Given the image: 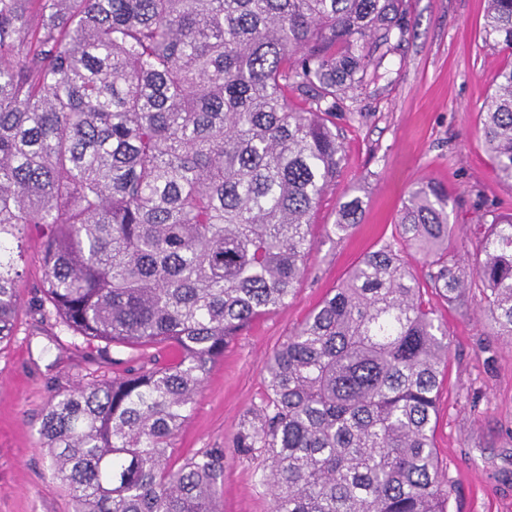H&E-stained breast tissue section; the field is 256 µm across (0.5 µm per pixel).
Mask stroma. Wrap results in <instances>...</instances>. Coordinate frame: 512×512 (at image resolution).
<instances>
[{"label":"stroma","mask_w":512,"mask_h":512,"mask_svg":"<svg viewBox=\"0 0 512 512\" xmlns=\"http://www.w3.org/2000/svg\"><path fill=\"white\" fill-rule=\"evenodd\" d=\"M408 27L386 55L378 77L337 113L343 157L336 183L314 214L316 247L286 307L237 336L209 371L175 446L178 458L201 448L228 447L253 404L266 394V356L297 328L351 267L382 240L408 191L431 180L448 188L456 233L451 250L480 248L484 208L512 213V186L496 175L478 132L479 114L495 74L512 67V51L487 46V0H405ZM360 196L359 224L327 237L341 202ZM40 237L28 228L24 274L17 283L16 333L0 350V512H71L39 447L43 409L59 390L133 363L128 349L98 354V341L68 346L34 307L43 296ZM424 299L448 328V367L439 388L435 446L454 482L448 512H512V342L494 336L473 299L468 313L448 308L435 292ZM259 463L227 455L220 492L224 512H269L256 481Z\"/></svg>","instance_id":"obj_1"}]
</instances>
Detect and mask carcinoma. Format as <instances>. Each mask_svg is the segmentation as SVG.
Wrapping results in <instances>:
<instances>
[{"label":"carcinoma","mask_w":512,"mask_h":512,"mask_svg":"<svg viewBox=\"0 0 512 512\" xmlns=\"http://www.w3.org/2000/svg\"><path fill=\"white\" fill-rule=\"evenodd\" d=\"M407 26L403 0H0V347L12 243L32 224L40 315L105 355L140 349L44 410L39 445L73 512H223L225 449L178 465L176 436L224 348L294 295L342 161L336 113ZM483 32L512 49V0H488ZM481 116L512 185V67ZM361 215V198L341 203L328 234ZM485 216L481 249L458 258L448 189L421 181L397 242L449 307L481 288L512 341V216ZM400 252H368L268 355L258 423L231 448L263 458L270 512H448L433 445L448 334Z\"/></svg>","instance_id":"1"}]
</instances>
